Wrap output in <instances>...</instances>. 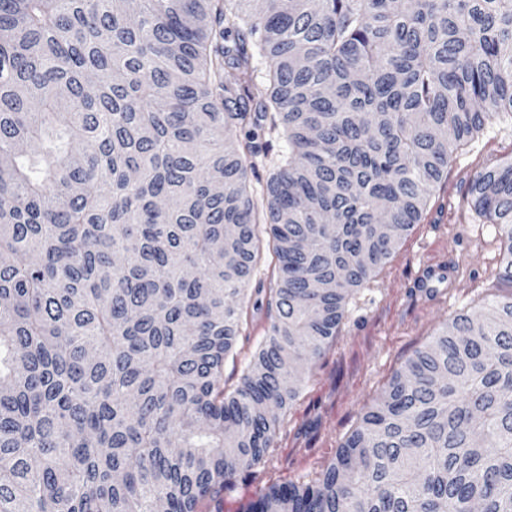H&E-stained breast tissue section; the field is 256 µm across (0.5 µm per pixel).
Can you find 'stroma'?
<instances>
[{"label": "stroma", "instance_id": "1", "mask_svg": "<svg viewBox=\"0 0 512 512\" xmlns=\"http://www.w3.org/2000/svg\"><path fill=\"white\" fill-rule=\"evenodd\" d=\"M512 160V120H496L454 154L433 189L419 224L346 306V317L322 355L309 363L298 397L278 411L263 461L238 473L221 495V512H246L272 487L316 479L361 425L364 412L414 352L456 315L481 313L507 294L500 278L505 245L497 225L479 216L469 193L473 175ZM450 265L451 282L420 288L426 267ZM258 313L244 323L224 361V388L233 391L265 336Z\"/></svg>", "mask_w": 512, "mask_h": 512}]
</instances>
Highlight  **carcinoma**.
<instances>
[{
  "label": "carcinoma",
  "mask_w": 512,
  "mask_h": 512,
  "mask_svg": "<svg viewBox=\"0 0 512 512\" xmlns=\"http://www.w3.org/2000/svg\"><path fill=\"white\" fill-rule=\"evenodd\" d=\"M506 117L512 0H0V512H196L260 464L351 291ZM470 194L512 288V161ZM476 508L512 512V292L250 512ZM265 140H269L271 143V150L268 156L258 165L257 171L260 181L266 179L268 173L275 168L279 160V155L286 153L288 150L287 143L283 139H279L276 133L266 134ZM267 319L264 312L249 316L242 325L233 352L224 361V389L233 391L240 382L244 367L265 336Z\"/></svg>",
  "instance_id": "carcinoma-1"
}]
</instances>
